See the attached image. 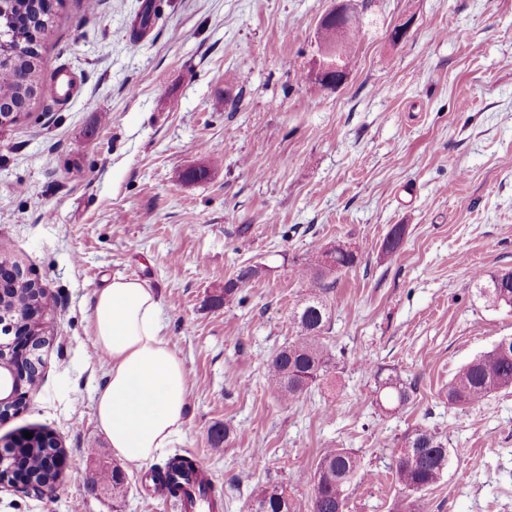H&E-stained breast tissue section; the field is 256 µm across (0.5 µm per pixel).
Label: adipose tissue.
<instances>
[{"label":"adipose tissue","mask_w":512,"mask_h":512,"mask_svg":"<svg viewBox=\"0 0 512 512\" xmlns=\"http://www.w3.org/2000/svg\"><path fill=\"white\" fill-rule=\"evenodd\" d=\"M158 314L151 288L121 276L97 294L92 311L93 343L109 360L96 421L116 455L132 464L151 460L185 424L188 375Z\"/></svg>","instance_id":"obj_1"}]
</instances>
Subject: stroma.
Wrapping results in <instances>:
<instances>
[{
    "label": "stroma",
    "mask_w": 512,
    "mask_h": 512,
    "mask_svg": "<svg viewBox=\"0 0 512 512\" xmlns=\"http://www.w3.org/2000/svg\"><path fill=\"white\" fill-rule=\"evenodd\" d=\"M144 2L63 0L42 69L75 90L0 130V256L46 288L51 339L0 444L42 427L71 462L51 499L0 484V512H172L150 470L176 452L223 489L224 512H250L270 483L310 512L327 448L366 472L348 512H399L392 463L420 428L450 462L415 512H512V388L463 411L446 400L463 365L512 336L474 278L512 268V0H352L362 32L335 88L314 75L334 0H155L142 29ZM337 244L358 257L325 296L342 358L287 405L265 375L296 336L294 270ZM247 266L259 275L217 303ZM117 276L154 290L190 382L182 433L141 465L95 416L108 365L90 315ZM381 374L413 388L398 411L376 402ZM115 468L118 499L89 483Z\"/></svg>",
    "instance_id": "obj_1"
}]
</instances>
